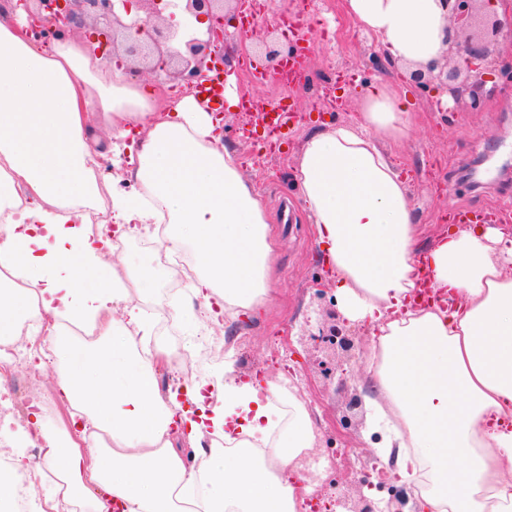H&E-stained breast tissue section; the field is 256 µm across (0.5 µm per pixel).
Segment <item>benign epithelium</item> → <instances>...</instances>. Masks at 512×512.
I'll return each instance as SVG.
<instances>
[{
  "label": "benign epithelium",
  "instance_id": "obj_1",
  "mask_svg": "<svg viewBox=\"0 0 512 512\" xmlns=\"http://www.w3.org/2000/svg\"><path fill=\"white\" fill-rule=\"evenodd\" d=\"M186 5H181V2ZM28 14V34L36 41L66 40L80 33L96 45V52L127 74L145 70L162 72L173 81L197 89L210 81L209 73L224 69V12L243 14L246 0H18ZM449 9L453 36L446 63L436 62L409 73L415 88L426 90L434 81L448 92V111L484 108L486 97L512 86V61L498 58V47L512 30V22L491 10L496 0H442ZM201 23L209 21L206 37L199 38L186 24L175 20V11ZM253 56L265 75L279 73L297 44L284 47L275 32L250 35ZM182 44L186 53L171 52ZM491 75L492 86L483 78ZM307 338L319 348L348 353L354 347L349 333L337 324L323 326ZM402 493L388 499L358 500L340 497L344 512H400L395 504Z\"/></svg>",
  "mask_w": 512,
  "mask_h": 512
}]
</instances>
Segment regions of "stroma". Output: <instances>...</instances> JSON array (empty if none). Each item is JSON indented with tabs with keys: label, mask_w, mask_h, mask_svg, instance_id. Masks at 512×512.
<instances>
[{
	"label": "stroma",
	"mask_w": 512,
	"mask_h": 512,
	"mask_svg": "<svg viewBox=\"0 0 512 512\" xmlns=\"http://www.w3.org/2000/svg\"><path fill=\"white\" fill-rule=\"evenodd\" d=\"M323 29L312 31L313 53L305 78L294 86L267 79L250 89L266 103H285L300 118L284 140L275 144L254 134L252 117L233 109L224 114V140L236 148L245 172L267 204L274 253L269 269L270 294L260 306L207 324L202 314L172 323L170 330L151 332L153 346L175 352L188 346L199 332L211 336L248 337L237 349L233 368L237 378L289 374L298 382V397L317 429L320 445L349 451L338 466L328 500L354 494L357 471L372 458L376 435L385 425L340 419L352 395H366L364 380L370 357V324L354 322L350 330L355 347L343 366L350 381L338 387L323 377L326 351L303 339L305 329L330 322L336 311L335 280L320 247L314 226L294 191L295 157L305 138L319 124L343 125L359 117V90L372 82L401 84L402 76L383 60L374 40L335 38L337 27L352 26L343 0H326ZM415 123L408 137L388 147L408 175V198L420 228L418 250H426L448 226V207L473 210L497 207L512 195V90L487 97L483 111H437L434 92L412 93Z\"/></svg>",
	"instance_id": "1"
}]
</instances>
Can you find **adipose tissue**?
<instances>
[{
    "label": "adipose tissue",
    "mask_w": 512,
    "mask_h": 512,
    "mask_svg": "<svg viewBox=\"0 0 512 512\" xmlns=\"http://www.w3.org/2000/svg\"><path fill=\"white\" fill-rule=\"evenodd\" d=\"M344 8L402 69L447 49L441 0ZM23 24V10L0 14V205L19 211L0 243V326L47 295L40 317L69 414L52 426L40 405L28 414L53 475L41 512H299L307 487L297 459L315 435L298 398L283 394L295 418L272 450L278 471L248 448H203L207 429L228 443L264 438L278 386L240 382L228 367L161 395L156 371L171 358L160 347L134 350L150 325L129 295L152 272L133 268L128 286L116 285L87 230L108 151L128 152L112 180L140 189L113 192L117 234L169 225L167 250L192 249L186 288L209 322L228 305L259 306L273 254L266 205L220 119L191 94L163 108L154 86L109 71L84 40L34 45ZM359 104L357 126L307 137L294 186L335 273L340 312L379 338L368 399L385 404L395 426L377 454L396 456L414 512H512V229L462 225L419 259L407 184L378 147L407 137L411 104L378 82ZM69 324L85 337L65 334Z\"/></svg>",
    "instance_id": "ef3b65f1"
}]
</instances>
